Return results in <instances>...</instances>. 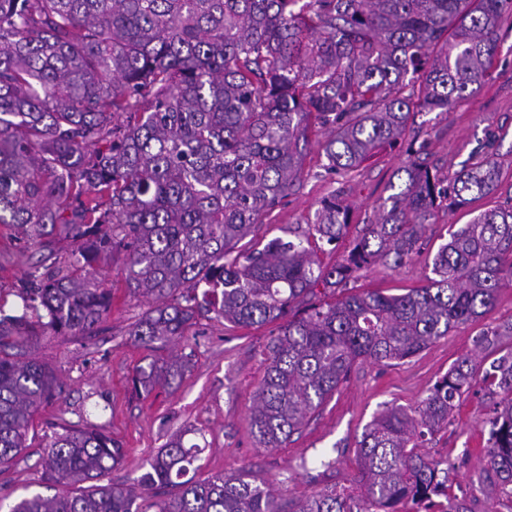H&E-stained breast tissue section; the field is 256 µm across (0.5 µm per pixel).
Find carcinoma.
<instances>
[{
  "instance_id": "carcinoma-1",
  "label": "carcinoma",
  "mask_w": 512,
  "mask_h": 512,
  "mask_svg": "<svg viewBox=\"0 0 512 512\" xmlns=\"http://www.w3.org/2000/svg\"><path fill=\"white\" fill-rule=\"evenodd\" d=\"M512 0H0V224L41 258L0 314V472L26 448L40 407L61 390L28 357L42 336H90L112 291L96 266L126 253V282L158 301L128 331L161 350L215 313L241 326L281 322L249 423L260 448H280L344 382L354 363L411 357L487 313L512 284V207L449 232L427 284L315 300L378 262L418 255L436 211L492 195L491 158L453 181L408 146L400 191L342 262L319 253L347 234L350 209L332 196L296 240L256 239L295 188L309 136L331 172L402 139L415 115L444 113L473 94L497 54ZM512 322L476 341L484 351ZM187 362L156 355L136 393L169 386ZM499 397L488 419L487 466L512 486V349L486 369L461 358L414 410L382 411L358 450L361 493L326 488L292 512H396L402 499L448 496V458L419 441L446 428L474 385ZM172 435L139 490L93 485L124 456L97 426H64L42 456L52 496L8 512H285L243 473L197 478L204 451Z\"/></svg>"
}]
</instances>
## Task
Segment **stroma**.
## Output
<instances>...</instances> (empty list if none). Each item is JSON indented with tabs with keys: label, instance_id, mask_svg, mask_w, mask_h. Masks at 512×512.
Wrapping results in <instances>:
<instances>
[{
	"label": "stroma",
	"instance_id": "1",
	"mask_svg": "<svg viewBox=\"0 0 512 512\" xmlns=\"http://www.w3.org/2000/svg\"><path fill=\"white\" fill-rule=\"evenodd\" d=\"M421 158L446 179L463 165L493 157L500 186L492 197L440 209L419 256L399 268L376 263L360 272L356 288L387 294L424 284L428 257L448 239L453 224H465L484 209L512 205V14H504L493 67L480 87L451 112H423L406 134ZM407 160L405 144L386 146L351 170L325 169L319 142H312L299 184L267 217L258 237L289 238L313 223L321 202L344 200L351 209L350 235L374 222L377 208L390 195L396 172ZM39 253L13 230L0 226V302L13 306L16 292ZM126 256L114 251L99 277L112 290V307L95 336H44L31 354L48 365L62 385L61 395L35 417L27 446L0 474L5 505L23 496L45 493L40 461L62 422H89L118 441L125 456L102 484L135 485L149 462L174 433L199 429L206 448L199 478L243 471L270 486L283 503H294L330 486L350 487L357 476V450L363 431L383 409H411L457 359L475 352L484 331L512 321V285L502 288L494 307L478 320L453 328L417 354L387 364L357 361L336 393L315 412L299 434L281 448L257 447L249 409L266 372L267 347L277 327L241 328L215 314L198 317L176 348L189 368L171 386L139 395L131 379L146 365L151 349L135 343L129 326L148 303L128 288ZM491 399L474 388L449 418L448 426L426 447L434 457L450 458L454 479L450 493L468 512H512V499L487 475L481 453L488 438Z\"/></svg>",
	"mask_w": 512,
	"mask_h": 512
}]
</instances>
